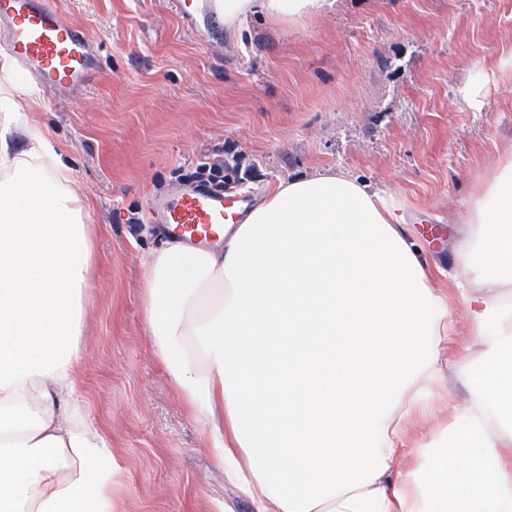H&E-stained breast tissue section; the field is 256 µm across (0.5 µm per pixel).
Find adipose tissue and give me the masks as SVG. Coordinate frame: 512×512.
Here are the masks:
<instances>
[{
    "instance_id": "adipose-tissue-1",
    "label": "adipose tissue",
    "mask_w": 512,
    "mask_h": 512,
    "mask_svg": "<svg viewBox=\"0 0 512 512\" xmlns=\"http://www.w3.org/2000/svg\"><path fill=\"white\" fill-rule=\"evenodd\" d=\"M232 27L327 0H217ZM0 131V512H112V452L75 363L95 241L45 134ZM441 281L396 207L332 170L279 183L217 246L143 269L150 343L256 512H512V151L464 202ZM470 397L440 370L453 298Z\"/></svg>"
}]
</instances>
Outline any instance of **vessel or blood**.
<instances>
[{"label": "vessel or blood", "instance_id": "vessel-or-blood-1", "mask_svg": "<svg viewBox=\"0 0 512 512\" xmlns=\"http://www.w3.org/2000/svg\"><path fill=\"white\" fill-rule=\"evenodd\" d=\"M0 50L14 60L22 80L38 82L54 98L92 83L98 72L92 37L51 0H0ZM250 204L200 183L155 200L161 223L190 241L213 237L215 225L239 222Z\"/></svg>", "mask_w": 512, "mask_h": 512}]
</instances>
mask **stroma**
Here are the masks:
<instances>
[{"label": "stroma", "instance_id": "obj_1", "mask_svg": "<svg viewBox=\"0 0 512 512\" xmlns=\"http://www.w3.org/2000/svg\"><path fill=\"white\" fill-rule=\"evenodd\" d=\"M98 73L53 100L0 106L19 148L40 126L97 228L76 378L112 451V512H255L214 461L146 334L142 269L169 241L148 199L220 163L229 190L333 169L392 201L431 263L455 271L476 177L512 148V0H329L238 31L171 0H54Z\"/></svg>", "mask_w": 512, "mask_h": 512}]
</instances>
